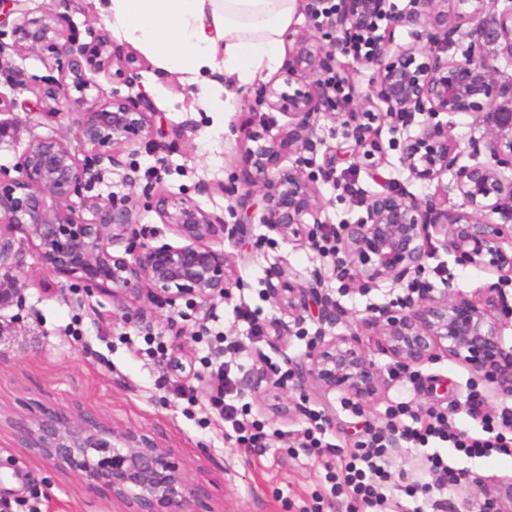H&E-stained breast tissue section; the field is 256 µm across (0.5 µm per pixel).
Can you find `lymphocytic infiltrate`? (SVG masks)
Here are the masks:
<instances>
[{
  "mask_svg": "<svg viewBox=\"0 0 512 512\" xmlns=\"http://www.w3.org/2000/svg\"><path fill=\"white\" fill-rule=\"evenodd\" d=\"M223 386V396L214 398L213 403L220 406L225 421L231 424L238 447L249 451L266 447L269 434L265 425L249 419L246 405L235 402L233 379L224 377ZM386 417L385 424L367 426L356 451L341 456L337 469L325 475L332 493L346 501L347 512H389L387 450L394 436H401L417 448L437 441L469 457L512 455V408L509 407L496 416L482 415V433L475 437L468 435L447 413L434 410L419 413L405 401L388 407Z\"/></svg>",
  "mask_w": 512,
  "mask_h": 512,
  "instance_id": "lymphocytic-infiltrate-1",
  "label": "lymphocytic infiltrate"
}]
</instances>
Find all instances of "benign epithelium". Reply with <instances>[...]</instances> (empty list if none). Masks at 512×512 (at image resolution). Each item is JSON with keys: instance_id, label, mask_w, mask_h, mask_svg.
Returning a JSON list of instances; mask_svg holds the SVG:
<instances>
[{"instance_id": "obj_1", "label": "benign epithelium", "mask_w": 512, "mask_h": 512, "mask_svg": "<svg viewBox=\"0 0 512 512\" xmlns=\"http://www.w3.org/2000/svg\"><path fill=\"white\" fill-rule=\"evenodd\" d=\"M0 0L1 23H11L10 49L39 55L56 49L62 79L29 87L24 72L15 83L31 89L37 105L58 111L81 93L77 139L84 159L69 143L57 139L32 142L18 167V176L0 179V307L23 305L24 283L12 271L21 264V245L30 242L41 269L76 279L84 288L112 299L115 313L151 327L146 304L176 305L191 300L196 312L208 315L212 303L226 300L242 287L232 253L246 233L243 222L229 223L184 198L157 192L152 205L177 244L142 238L136 201L85 195L100 167H126L135 147L158 134L186 142L194 129L155 128L156 111L134 92L135 60L114 47L107 33L91 44L79 43L50 18H31ZM498 0H303L306 27L288 35L293 48L280 78L262 85L249 111L275 110L288 122L275 135L248 121L236 129L247 143L243 168L224 184L229 212L250 213L254 188L263 191L265 208L259 223L282 239L304 245L316 238L323 209L315 183L332 181L345 193L332 165L307 173L305 154L322 142L318 117L324 112L343 129L346 153L370 167L381 165L386 148L399 150L409 180L437 183V193L418 198L406 187L366 197L356 221L336 227L333 271L336 278L367 290L383 281L407 288L404 295L375 305L361 318L349 315L330 294L318 288L322 272L303 285L285 268L271 273L268 294L293 325L275 323L278 336L304 332L316 324L300 360H286L289 390L299 394L288 414L303 411L309 386L339 391L368 408L388 381L363 340L371 338L400 376L415 377L418 367L453 358L465 363L481 381L512 397V349L505 346L497 314L504 311L502 289L512 283V81L501 80L495 65L512 62V8L485 17ZM15 19H10L11 15ZM408 31L412 42L391 51L393 31ZM469 39L461 48L462 39ZM457 48L461 56L448 55ZM373 70L368 91L342 93L336 83L340 58ZM112 76L128 88L124 96L107 93L97 81ZM487 113L491 117L473 152L487 161L458 165L459 154L441 113ZM392 138L383 144L381 134ZM295 158L294 165L284 166ZM452 174L450 182L442 176ZM462 199L448 207V194ZM93 215L87 220L83 213ZM497 214L500 221L490 216ZM21 233L24 239H17ZM443 250L457 264L488 271L496 277L479 298L462 294L453 281L434 291L414 287L431 255ZM343 324L347 333L333 329ZM279 381L264 364L249 375L246 386L255 395ZM24 447L57 469L79 476L87 486L125 504L126 512H195L192 503L203 494L185 462L172 448L132 430H116L96 419L43 407L30 420L13 421ZM468 482L484 496L482 512H512V480L485 489L481 478Z\"/></svg>"}]
</instances>
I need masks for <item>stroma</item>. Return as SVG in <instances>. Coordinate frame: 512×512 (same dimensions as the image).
I'll return each instance as SVG.
<instances>
[{
  "label": "stroma",
  "instance_id": "1",
  "mask_svg": "<svg viewBox=\"0 0 512 512\" xmlns=\"http://www.w3.org/2000/svg\"><path fill=\"white\" fill-rule=\"evenodd\" d=\"M104 4L105 0H23L22 7L32 17H64L79 41L87 43L94 32L109 25ZM139 60L137 88L153 104L157 125L188 124L197 132L190 142L172 143L163 150L141 142L131 158L136 183L126 182L124 170L107 169L93 184L92 194L132 195L138 206L139 228L148 237L160 228L145 193L149 187H162L214 215L226 216L229 201L221 186L231 173L241 170L244 149L234 130L257 85L268 83L270 74L258 77L256 84L237 88L231 111L212 112L202 103L201 86L189 82L186 75L164 70L144 54ZM0 95L16 101L12 111L0 114V178L15 176L21 156L35 139L76 142L74 106H65L53 116L38 114L33 95L13 88L1 77ZM336 171L343 181L352 183L354 192L346 195L333 183H319L324 201L321 221L327 226L356 218L363 198L400 183L409 184L419 197L436 191L432 184L409 183L394 149L388 150L387 161L379 168L348 158L337 162ZM23 251L19 277L27 285L26 302L20 307H0L1 504L32 498L41 512H123V505L107 493L88 489L77 476L59 473L20 444L12 420L35 416L41 407L53 406L79 409L177 449L198 470L206 487L207 495L197 512H307L316 503L322 512H346L345 503L330 493L322 460L298 449L304 417L278 413L289 404V394L279 389L261 397L248 391L243 394L252 414L266 420L274 432L267 448L250 452L225 440L224 421L210 401L217 383L206 361L214 356L219 334L235 338L244 347L245 362L238 373L242 381L259 360L280 364L285 357L305 352L306 336L315 330L313 322H306V335L287 337L281 344H272L267 336L253 343L247 323L237 315V305L244 303L263 323L278 318L266 284L276 268H288L303 282L309 281L315 270H322L328 293L357 317L370 306L403 295V288L388 282L366 292L353 285L342 286L328 258L310 247L285 242L254 223L232 250L243 290L218 302L203 321L182 301L173 307H152V327L147 330L137 322L123 320L115 314L110 298L88 292L77 281H68L66 296H59L57 278L40 270L34 248L27 244ZM448 279L471 295L492 277L484 270L458 265L443 252L428 260L420 277L422 283L437 288ZM148 335L164 342L169 356L187 354L195 379L184 381L149 355L144 341ZM472 384L465 365L444 358L422 367L418 379L394 378L367 416L372 423H383L386 409L400 399L417 410L434 408L454 416L462 410ZM308 405L332 418L334 443L352 450L361 438V426L343 395L312 387ZM427 454V449L402 442L391 448L392 496H399L400 486L429 481ZM447 456L449 466L464 474L488 482L512 479V457L470 458L452 450Z\"/></svg>",
  "mask_w": 512,
  "mask_h": 512
}]
</instances>
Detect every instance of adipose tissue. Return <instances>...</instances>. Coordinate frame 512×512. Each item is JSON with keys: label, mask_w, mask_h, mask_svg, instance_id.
I'll return each instance as SVG.
<instances>
[{"label": "adipose tissue", "mask_w": 512, "mask_h": 512, "mask_svg": "<svg viewBox=\"0 0 512 512\" xmlns=\"http://www.w3.org/2000/svg\"><path fill=\"white\" fill-rule=\"evenodd\" d=\"M300 8V0H107L104 6L113 29L161 68L194 78L223 66L225 93H203L215 112L231 109L233 87L280 65Z\"/></svg>", "instance_id": "1"}]
</instances>
